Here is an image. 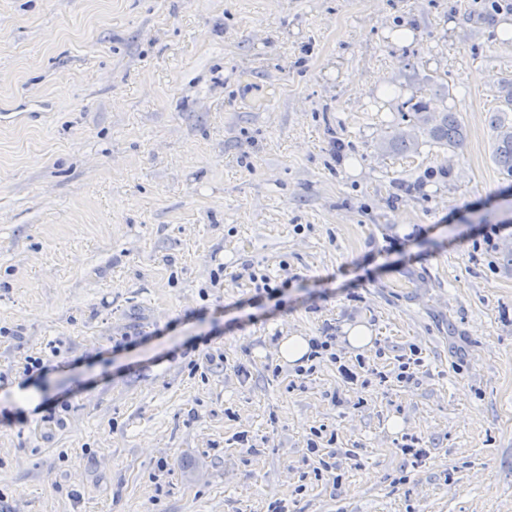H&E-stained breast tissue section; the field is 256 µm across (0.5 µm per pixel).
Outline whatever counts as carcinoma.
Instances as JSON below:
<instances>
[{
  "mask_svg": "<svg viewBox=\"0 0 512 512\" xmlns=\"http://www.w3.org/2000/svg\"><path fill=\"white\" fill-rule=\"evenodd\" d=\"M501 98L502 108L491 113L489 118L493 131V159L501 170L512 176V118H507L512 112V80L502 84ZM408 126L413 134H392L385 142L388 150H412L418 147L422 137L450 150L461 147L465 141V131L456 113L448 109L432 112L422 99L411 104Z\"/></svg>",
  "mask_w": 512,
  "mask_h": 512,
  "instance_id": "1",
  "label": "carcinoma"
}]
</instances>
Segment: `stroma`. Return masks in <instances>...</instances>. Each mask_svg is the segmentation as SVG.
<instances>
[{"mask_svg": "<svg viewBox=\"0 0 512 512\" xmlns=\"http://www.w3.org/2000/svg\"><path fill=\"white\" fill-rule=\"evenodd\" d=\"M504 22L512 0H0V512H512ZM420 99L460 148L386 151ZM326 334L366 386L279 355ZM502 108L491 112L489 123L493 131V159L498 167L512 176V80L504 81L501 87Z\"/></svg>", "mask_w": 512, "mask_h": 512, "instance_id": "1", "label": "stroma"}]
</instances>
